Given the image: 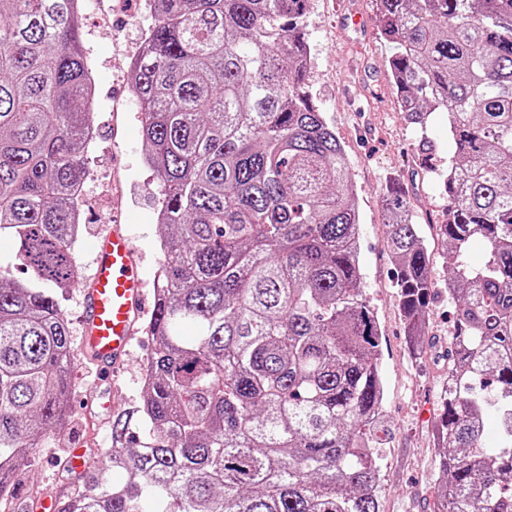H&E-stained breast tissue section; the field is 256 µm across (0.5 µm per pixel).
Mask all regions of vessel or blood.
Segmentation results:
<instances>
[{
    "label": "vessel or blood",
    "mask_w": 512,
    "mask_h": 512,
    "mask_svg": "<svg viewBox=\"0 0 512 512\" xmlns=\"http://www.w3.org/2000/svg\"><path fill=\"white\" fill-rule=\"evenodd\" d=\"M80 348L110 376L121 367L135 326L147 310L140 265L128 225L96 236L82 292Z\"/></svg>",
    "instance_id": "b4317fda"
}]
</instances>
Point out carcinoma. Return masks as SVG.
Instances as JSON below:
<instances>
[{"mask_svg": "<svg viewBox=\"0 0 512 512\" xmlns=\"http://www.w3.org/2000/svg\"><path fill=\"white\" fill-rule=\"evenodd\" d=\"M77 0H0V476L66 419L72 191L92 128ZM311 0H145L130 68L157 179L164 288L133 443L87 457L58 512H381L383 333L366 295L344 146L307 83ZM406 121L448 113L449 383L431 512H512V0H377ZM405 336L424 346L432 252L385 185ZM484 244L483 260L468 254ZM196 328L187 338L181 329ZM499 419L489 441L488 412ZM16 249L17 244L14 239L4 235L0 237V267L3 270H10L14 277L20 278L24 275L15 262Z\"/></svg>", "mask_w": 512, "mask_h": 512, "instance_id": "1", "label": "carcinoma"}]
</instances>
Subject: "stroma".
I'll list each match as a JSON object with an SVG mask.
<instances>
[{"mask_svg": "<svg viewBox=\"0 0 512 512\" xmlns=\"http://www.w3.org/2000/svg\"><path fill=\"white\" fill-rule=\"evenodd\" d=\"M148 23L144 0H89L84 13L86 55L99 68L91 114L97 148L85 153L86 206L82 233L74 244L79 279L58 294L75 336L80 333V292L98 233L111 229L116 221L130 225L146 280H153L160 264L164 230L154 219L159 206L156 177L144 161L140 109L129 90L128 65L139 51ZM304 25L310 49L308 84L317 108L350 159L361 218V273L384 333L380 362L385 400L376 431L381 508L383 512H429L436 491L430 414L436 409L446 367L436 352L417 356L406 344L396 306L394 263L384 246L382 193L392 179L407 187L414 220L421 226L434 257V275L441 283L429 306V331L434 338L447 339L454 304L443 285V245L435 226L444 220L448 199L438 174L422 167L420 146L430 142L436 164L447 167L453 153L448 116L435 113L424 130L406 122L387 72L389 46L378 35L372 0H311ZM151 348V339L138 334L123 367L112 378L118 401L110 412L98 404L96 365L76 354L62 435L87 448L110 443L115 417L141 402L140 368ZM67 454L57 438H47L19 471V494L32 503L77 488L75 473L64 463Z\"/></svg>", "mask_w": 512, "mask_h": 512, "instance_id": "1", "label": "stroma"}]
</instances>
